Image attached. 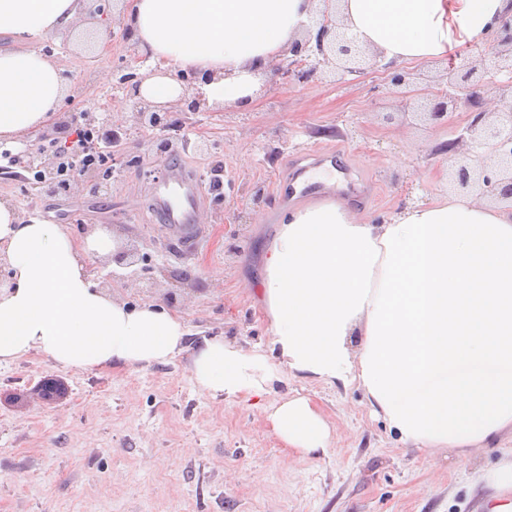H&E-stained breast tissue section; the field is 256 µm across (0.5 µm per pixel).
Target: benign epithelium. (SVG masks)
Wrapping results in <instances>:
<instances>
[{
	"label": "benign epithelium",
	"mask_w": 512,
	"mask_h": 512,
	"mask_svg": "<svg viewBox=\"0 0 512 512\" xmlns=\"http://www.w3.org/2000/svg\"><path fill=\"white\" fill-rule=\"evenodd\" d=\"M316 31H307L306 36L292 43L289 56L277 67L278 73L288 85H304L319 80L329 72L343 76L361 73L377 66V56L367 57L345 32L339 30L336 13L324 8L315 23ZM491 53L500 58L503 53L512 54V14H505L491 35ZM390 84L394 87H408L411 73L398 71L391 64L382 66ZM502 66L495 64L483 68L477 81L470 67L461 74L455 73V59L448 61L446 85L428 93V116L438 124L448 122V106L464 108L471 116L469 124L454 131L456 137L448 141V153H453L457 144L468 139L474 141L479 150L448 163V181L462 191H476L483 196L497 198L512 203V101L506 105L504 118L485 123V110L482 100L499 89L497 75ZM145 75L139 69L119 62L112 83L113 96L123 94L133 96L135 118L138 124L147 129L165 130L169 128V106L158 105L138 96L139 86ZM184 86L183 101L186 110L192 113L203 111L204 99L199 91L202 81L200 73L188 68L180 73ZM44 158L37 165V179L41 183L55 185L59 161L65 155L63 150L41 151Z\"/></svg>",
	"instance_id": "benign-epithelium-1"
}]
</instances>
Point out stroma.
Masks as SVG:
<instances>
[{
	"instance_id": "obj_1",
	"label": "stroma",
	"mask_w": 512,
	"mask_h": 512,
	"mask_svg": "<svg viewBox=\"0 0 512 512\" xmlns=\"http://www.w3.org/2000/svg\"><path fill=\"white\" fill-rule=\"evenodd\" d=\"M100 24L84 15L78 31L52 42L77 91L55 118L76 129L81 111L110 113L127 133V163L83 173L62 192L26 168L37 144L1 143L12 159L0 160V198L24 218L77 239L105 232L116 251H132L131 265L107 255L88 268L129 306L160 303L181 315L189 349L149 367L75 372L39 353L0 366V512H476L457 450L402 447L360 388L295 376L274 384L266 402L307 396L332 427L326 452L292 455L264 410L202 393L190 371L191 347L214 336L271 354L256 280L288 207L333 198L380 223L450 193L449 125L433 123L422 98L375 69L299 86L270 71L248 107L177 110L167 130H140L133 99L82 78L141 55L129 43L98 46ZM173 153L207 189L190 241L147 221L155 178ZM48 379L63 397H35Z\"/></svg>"
}]
</instances>
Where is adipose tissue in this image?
Listing matches in <instances>:
<instances>
[{"instance_id":"1","label":"adipose tissue","mask_w":512,"mask_h":512,"mask_svg":"<svg viewBox=\"0 0 512 512\" xmlns=\"http://www.w3.org/2000/svg\"><path fill=\"white\" fill-rule=\"evenodd\" d=\"M320 0H130L127 19L152 73L139 94L181 99L178 69L206 76L211 105L249 106L271 62L304 34ZM81 0H0V143L22 144L69 91L41 46L72 31ZM359 46L396 63L444 59L481 43L512 0H339ZM0 365L30 353L73 371L171 362L186 347L177 314L128 307L93 279L86 260L111 253L110 236L78 241L57 224L23 219L0 200ZM258 288L280 361L222 338L193 351L198 389L233 402L261 396L283 369L331 386L362 388L399 443L468 449L512 432V204L440 195L377 224L345 201L287 210L264 249ZM292 451H326L331 428L305 396L268 415ZM472 485L481 512H512V454Z\"/></svg>"}]
</instances>
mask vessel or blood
I'll return each mask as SVG.
<instances>
[{"label":"vessel or blood","instance_id":"b4317fda","mask_svg":"<svg viewBox=\"0 0 512 512\" xmlns=\"http://www.w3.org/2000/svg\"><path fill=\"white\" fill-rule=\"evenodd\" d=\"M165 172V180L154 191L151 221L164 226L172 235L189 237L197 228V213L205 204V190L199 180L186 173L179 155L169 158Z\"/></svg>","mask_w":512,"mask_h":512}]
</instances>
